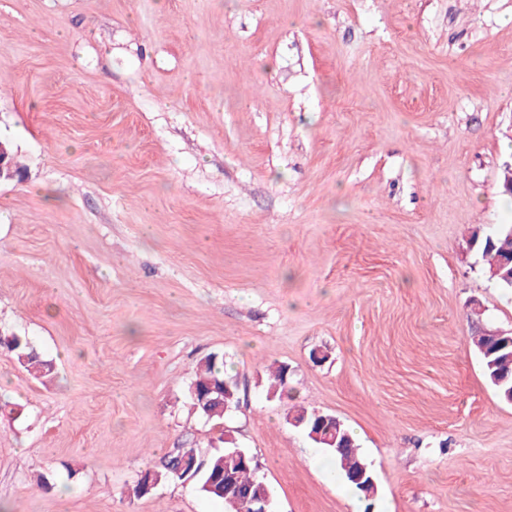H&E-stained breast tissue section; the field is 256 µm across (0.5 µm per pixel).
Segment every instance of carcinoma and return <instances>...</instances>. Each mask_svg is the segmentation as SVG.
<instances>
[{"instance_id":"obj_1","label":"carcinoma","mask_w":512,"mask_h":512,"mask_svg":"<svg viewBox=\"0 0 512 512\" xmlns=\"http://www.w3.org/2000/svg\"><path fill=\"white\" fill-rule=\"evenodd\" d=\"M511 233L512 224H499L488 232H482L478 228L472 231L470 238H479L475 252L483 261L482 271L489 272L506 258L501 243L509 239ZM472 344L479 354L486 380L495 389L499 398L506 400L507 391L512 390V345L504 339L496 340L484 334L472 337ZM0 347L11 353L22 367L37 378L47 376L52 370L51 363L40 359L25 336H16L13 341L3 343ZM223 382L227 383L231 390H236L233 379L224 374V361L216 355H209L198 363L197 375L191 384L205 391L210 386H218ZM288 415L306 417L302 429L307 434L314 431V425L319 420L318 411L304 407H293L288 410ZM340 439L346 443L345 448L341 450L328 448L326 452L340 476L348 483L350 482L348 474L358 464L365 462V459L359 453L353 434L344 424L341 425ZM192 462L195 463L193 469L184 467V464ZM223 469L224 449L222 448H216L207 454L201 453L196 448H176L164 458L162 469L153 471V476L160 485L167 482L191 484L205 496L222 501L224 497L208 490L206 485L215 473ZM255 470L256 466L253 463L238 467L235 473L237 484L244 489H256Z\"/></svg>"}]
</instances>
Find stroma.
<instances>
[{"mask_svg":"<svg viewBox=\"0 0 512 512\" xmlns=\"http://www.w3.org/2000/svg\"><path fill=\"white\" fill-rule=\"evenodd\" d=\"M0 139V333L54 365L0 348V512H225L125 494L223 430L274 512H512L470 344L512 294L466 251L512 224V0H0ZM211 354L219 430L187 397ZM294 404L352 430L373 503ZM13 341L1 343L0 348L11 353L18 363L35 377H45L51 370V363L41 360L25 336H13ZM224 381L230 386L231 390L236 393V385L232 378L224 374V361L216 355H209L202 359L197 365V375L188 386V398L195 408V401L190 395L189 389L195 385L199 390L205 391L212 385H220Z\"/></svg>","mask_w":512,"mask_h":512,"instance_id":"stroma-1","label":"stroma"}]
</instances>
